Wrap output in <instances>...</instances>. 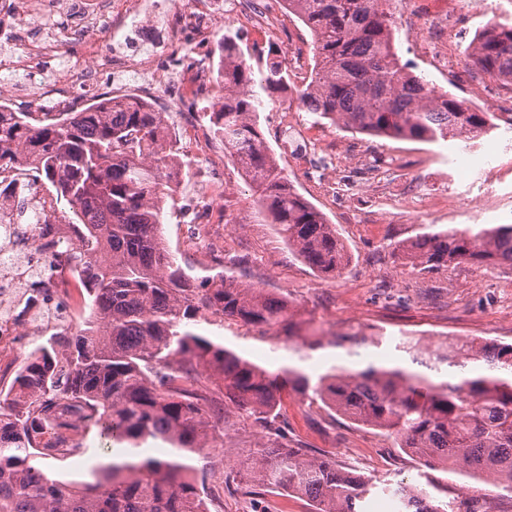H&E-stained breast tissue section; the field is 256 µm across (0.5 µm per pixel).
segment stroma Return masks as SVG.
<instances>
[{
  "label": "stroma",
  "instance_id": "1",
  "mask_svg": "<svg viewBox=\"0 0 512 512\" xmlns=\"http://www.w3.org/2000/svg\"><path fill=\"white\" fill-rule=\"evenodd\" d=\"M214 34L235 37L256 67L264 64L267 55L284 50L289 36L306 42L311 39L302 22L288 13L281 15L276 33L267 40L245 36L230 20L219 24ZM395 43L402 61L411 63L437 91L464 99L472 109L485 110L497 86L493 77L484 73L475 83L467 71L459 76L435 74L417 53L405 28H397ZM315 126L320 138L351 154L350 161L334 171L335 192H326L317 181L305 177L294 161H281L280 166L294 188L336 225L352 255L351 263L338 277L313 273L289 250L274 226L263 221L257 194L229 163L225 177L230 189L222 201L228 219L224 236L229 243L224 257L242 260L244 280L288 294L302 311L303 332L315 330L331 337L356 331L381 338L380 346L362 349L360 360L364 363L397 361L396 345L403 336H422L432 344L451 336L512 343V267L462 264L419 275L397 249L421 224L464 227L468 219L454 203L472 193L484 196L481 223L512 224V125L499 122L489 133L497 145V162L506 173L502 183L492 189L472 170L459 181L449 182L448 154L462 149L461 141L427 143L369 136L326 120ZM414 180L425 182L428 192L410 207L404 197ZM172 187L164 204L167 245L179 261L198 268L209 266L210 255L179 242L188 230L179 220V208L198 193L195 166L182 168ZM198 330L208 336H223L226 346L272 370L289 364L315 378L332 365L349 361L343 349L334 347L314 351L303 361L289 352L288 339L261 340L230 322L221 328L203 323ZM280 418L288 424L293 445L315 456L333 457L343 469L371 479L365 512H399L391 488L401 483L423 486L431 480L446 485L449 498L478 499L483 512H512V493L430 469L418 457L395 448L382 432L353 423L321 401L284 394ZM215 436L224 443L223 455L209 453L193 460L205 472L211 512H265L266 501L246 494L240 478L244 463L262 441L263 429L230 407L225 409ZM76 440L80 447L73 458L43 461V471L63 480L82 478L98 462L103 442L94 433L77 435Z\"/></svg>",
  "mask_w": 512,
  "mask_h": 512
}]
</instances>
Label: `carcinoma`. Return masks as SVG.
Wrapping results in <instances>:
<instances>
[{"label": "carcinoma", "mask_w": 512, "mask_h": 512, "mask_svg": "<svg viewBox=\"0 0 512 512\" xmlns=\"http://www.w3.org/2000/svg\"><path fill=\"white\" fill-rule=\"evenodd\" d=\"M312 37L314 67L300 91L315 122L356 133L412 141L467 140L494 127L492 112L439 92L401 62L392 0H281ZM467 59L512 81V24L488 22ZM224 97L210 112L258 193L269 223L311 268L340 275L346 245L324 215L283 175L259 127L266 100L288 89L276 61L254 69L227 36L215 50ZM175 141L163 113L125 95L102 97L79 111L24 112L0 105V169L35 170L69 211L46 215L27 203L35 236L52 234L73 213L71 244L30 267L33 286L56 268L80 276L92 296L84 328L51 336L28 356L0 393V512H208L204 480L189 463L213 447L224 404L232 403L273 436L245 462L255 495L295 493L315 512H358L369 492L358 474L331 457L311 456L276 424L283 392L318 399L347 418L381 430L431 469L464 475L512 492V343L470 340L428 352L427 366L484 362L486 372L433 382L403 368L334 366L317 381L293 367L272 372L198 333L205 322L233 320L263 335L293 337L300 310L285 294L243 282L236 265L192 276L162 238V196L177 174ZM419 273L473 266H512V224L464 229L426 224L398 246ZM380 341L359 333L329 340L311 331L302 346L359 354ZM203 369L224 402L203 395ZM82 429L112 440L88 481L46 477L40 461L59 459L65 434ZM401 512H444L426 488L393 489Z\"/></svg>", "instance_id": "cac0c4a2"}]
</instances>
